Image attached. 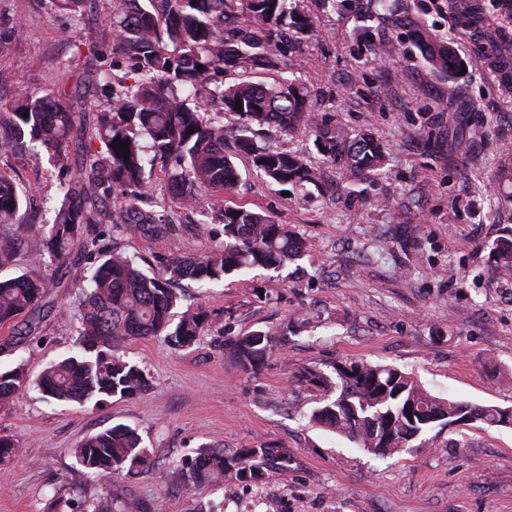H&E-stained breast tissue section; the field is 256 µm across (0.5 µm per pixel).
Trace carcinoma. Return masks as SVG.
Returning a JSON list of instances; mask_svg holds the SVG:
<instances>
[{
	"label": "carcinoma",
	"instance_id": "carcinoma-1",
	"mask_svg": "<svg viewBox=\"0 0 512 512\" xmlns=\"http://www.w3.org/2000/svg\"><path fill=\"white\" fill-rule=\"evenodd\" d=\"M97 2L52 0V5L72 14ZM312 28L304 0H112L113 52L128 69L122 76L102 72L112 81V97L92 131L100 143L95 159L84 156L86 123L70 110L66 90L43 96L22 91L8 108L0 107V144L15 165L25 164L40 145L54 168L69 174L59 182L52 222L38 227L42 247L23 257L1 228L19 223L27 200L0 171V273L17 269L23 260L54 274L51 280L27 272L0 276V328L8 331L0 351L38 332L56 308L55 288L67 297L66 307L76 309L78 321L71 355L47 363L34 378L22 365L0 372V407L30 389L50 401L80 405L133 397L150 380L138 364L116 353L120 344L163 335L173 346L187 348L204 333L202 314L175 312L179 296L172 284L219 282L243 268L277 270L303 256L302 242L286 226L218 198L237 185L236 159L242 156L277 184H318L317 171L303 158L260 144V130L312 133L318 149L354 182L382 171L385 146L370 134L347 138L319 122L310 87L288 77L302 69L301 47ZM416 44L431 70L450 79L460 76L465 60L449 42L424 26ZM511 50L512 44L491 42L507 82H512ZM268 76L273 82L265 81ZM202 101L209 108L201 109ZM226 112L238 116V128L224 129ZM116 138L129 148L114 149ZM158 170L167 174L168 192L182 208L224 224V241L202 257L172 256L150 271L104 241L122 224L135 225L149 240L170 228L166 211L151 208L149 190ZM200 191L216 197L208 211ZM107 207L113 212L103 225L98 216ZM489 247L498 274L512 278V227H502ZM231 345L242 368L254 370L273 350L274 339L255 331ZM335 373L334 380L322 378L325 404L312 412L311 421L376 456L398 454L436 427L465 421L512 425L507 409L439 398L392 366L351 362L336 366ZM25 452L11 435L0 434V469ZM73 456L81 473L108 481L154 466L141 435L124 424L88 435ZM271 459L284 466L288 454L264 446L227 454L201 445L162 478L187 489L224 480L257 484ZM116 504L108 485L96 500L66 502L71 512H114Z\"/></svg>",
	"mask_w": 512,
	"mask_h": 512
}]
</instances>
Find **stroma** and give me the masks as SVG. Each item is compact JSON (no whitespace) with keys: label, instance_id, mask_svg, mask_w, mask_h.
Listing matches in <instances>:
<instances>
[{"label":"stroma","instance_id":"stroma-1","mask_svg":"<svg viewBox=\"0 0 512 512\" xmlns=\"http://www.w3.org/2000/svg\"><path fill=\"white\" fill-rule=\"evenodd\" d=\"M479 2L485 17L475 28L461 22L453 0H403L406 15L451 36L466 60V73L451 80L427 67L410 27L395 24L380 0H358L351 10L308 0L314 29L303 77L316 92V114L348 135L382 140L383 173L351 182L311 133L268 131L267 144L319 169L321 185L284 191L242 158L229 200L288 225L305 257L204 287L181 282L180 308L203 314L205 332L183 349L162 336L123 344L150 380L133 398L59 405L29 392L0 408V431L35 451L0 470V512H44L53 496L97 498L101 481L79 472L71 450L115 424L136 428L155 460L114 482L117 498L133 496L145 512H209L216 504L224 512H512V426L435 429L423 447L382 459L308 420L324 396L318 376L356 361L398 367L444 398L512 409V279L497 276L486 249L500 227L512 226V184L496 178L512 161V89L485 51L489 37L512 33V20L497 0ZM111 12L112 0L82 17L55 11L51 0H0V28L24 25L0 53V105L20 90L42 96L62 86L87 118L106 108L112 90L88 48L111 54ZM378 43L392 44L395 57L374 54ZM8 162L0 151V170L28 193L20 236L33 251L41 244L33 227L51 219L61 175L44 150L20 167ZM166 181L158 176L153 188L174 217L171 230L150 241L131 224L112 233L126 254L153 264L203 254L224 239L221 223L199 230ZM255 331L271 334L276 347L246 371L231 342ZM73 341L72 316L50 313L37 334L0 354V369L22 362L38 374ZM203 443L228 453L282 448L290 462L269 467L255 486L165 484L161 468Z\"/></svg>","mask_w":512,"mask_h":512}]
</instances>
